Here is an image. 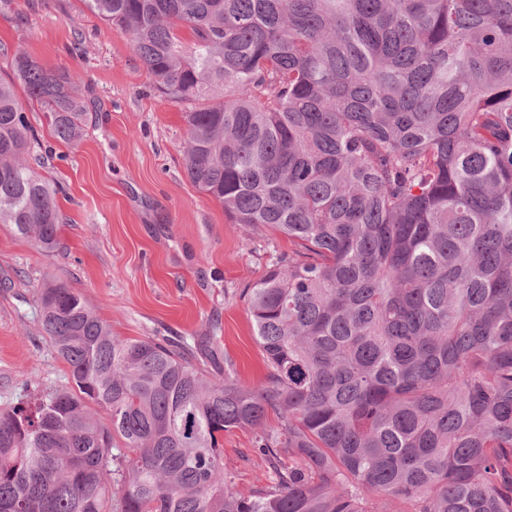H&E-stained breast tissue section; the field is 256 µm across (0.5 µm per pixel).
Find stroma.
<instances>
[{"instance_id": "1", "label": "stroma", "mask_w": 512, "mask_h": 512, "mask_svg": "<svg viewBox=\"0 0 512 512\" xmlns=\"http://www.w3.org/2000/svg\"><path fill=\"white\" fill-rule=\"evenodd\" d=\"M78 79L83 135L57 138L38 107L25 104L38 133L44 173L61 188L66 217L54 255L0 224V407L23 400L27 383L67 387L39 324V293L50 280L79 292L130 338L215 337L234 378L264 380L267 368L243 295L292 245L287 238L230 223L223 207L188 180L181 154L182 108L160 102L126 36L81 0H0V77H12L15 50ZM257 434L224 435L228 482L247 492L274 475Z\"/></svg>"}]
</instances>
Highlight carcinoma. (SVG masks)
<instances>
[{"mask_svg": "<svg viewBox=\"0 0 512 512\" xmlns=\"http://www.w3.org/2000/svg\"><path fill=\"white\" fill-rule=\"evenodd\" d=\"M82 2L182 106L192 185L294 249L244 289L256 387L46 284L70 386L0 409V512H512V0ZM11 68L0 224L51 253L15 83L63 141L84 106L70 73ZM233 429L273 485L228 487Z\"/></svg>", "mask_w": 512, "mask_h": 512, "instance_id": "obj_1", "label": "carcinoma"}]
</instances>
